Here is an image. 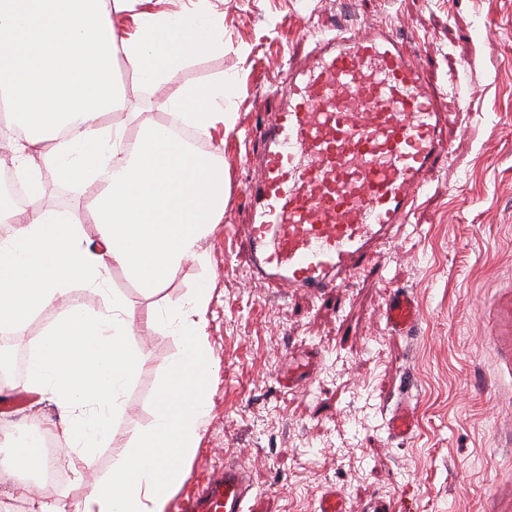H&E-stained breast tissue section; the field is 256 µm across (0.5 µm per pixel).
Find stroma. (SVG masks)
Segmentation results:
<instances>
[{
	"label": "stroma",
	"instance_id": "stroma-1",
	"mask_svg": "<svg viewBox=\"0 0 512 512\" xmlns=\"http://www.w3.org/2000/svg\"><path fill=\"white\" fill-rule=\"evenodd\" d=\"M224 19V50L196 55L173 69L161 88L123 77L125 105L108 120L130 136L133 113L161 123L157 102L177 87L223 77L219 109L233 128L198 134L206 154L222 157L224 216L202 246L208 261H186L161 290L146 293L114 265L104 290L73 282L70 299L107 311L113 294L130 305L134 344L145 365L125 386L123 412L88 465L58 455L60 481L46 488L14 466L15 432L54 424L59 410L26 395L1 412L14 432L0 436V501L30 488L54 512H76L90 485L112 473L135 434L154 422L156 395L184 352L176 323L158 324L159 309H180L198 288L211 291L205 316L212 368L210 412L198 449L167 498L191 494L209 469L235 462L252 484L249 512H310L338 489L351 512L379 501L391 512H488L491 495L512 491V377L499 373L492 300L512 290V0H353L360 24L387 19L407 39L426 78H456L469 119L450 124L447 172L433 175L408 224L380 253L384 276L367 274L343 302L269 294L251 281L241 228L250 217L242 192L247 131L277 104L273 83L292 56L311 47L309 32L330 34L340 0H210ZM41 202L74 208L82 195L53 165H38ZM408 288L422 307L413 338L391 335L382 317L383 279ZM319 358L309 392L290 389L289 353ZM410 385L417 419L403 441L390 440L385 411Z\"/></svg>",
	"mask_w": 512,
	"mask_h": 512
}]
</instances>
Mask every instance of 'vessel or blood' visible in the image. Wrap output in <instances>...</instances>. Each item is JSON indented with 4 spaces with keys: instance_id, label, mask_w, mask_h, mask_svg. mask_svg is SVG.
I'll list each match as a JSON object with an SVG mask.
<instances>
[{
    "instance_id": "vessel-or-blood-1",
    "label": "vessel or blood",
    "mask_w": 512,
    "mask_h": 512,
    "mask_svg": "<svg viewBox=\"0 0 512 512\" xmlns=\"http://www.w3.org/2000/svg\"><path fill=\"white\" fill-rule=\"evenodd\" d=\"M277 93L280 107L249 135L257 145L244 185L249 271L267 289L341 299L377 270L381 248L409 222L429 178L447 170L448 122L463 114V100L427 81L408 41L384 21L314 37ZM420 315L408 289L390 290L392 333L410 335ZM491 342L500 370L512 374V301L500 302ZM414 426L405 394L386 415V431L404 440ZM250 491L245 471L228 462L172 512H248Z\"/></svg>"
}]
</instances>
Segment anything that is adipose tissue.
<instances>
[{"label":"adipose tissue","mask_w":512,"mask_h":512,"mask_svg":"<svg viewBox=\"0 0 512 512\" xmlns=\"http://www.w3.org/2000/svg\"><path fill=\"white\" fill-rule=\"evenodd\" d=\"M118 12L128 16L122 30L113 22ZM0 33V101L26 132L25 144L13 147L16 159L30 164L28 145L51 142L48 160L84 192L81 210L45 207L33 176L34 206L0 211V223L13 227L0 237V328L22 333L28 319L60 301L70 283L100 287L113 264L152 291L182 261L205 262L202 241L224 214L223 159L202 157L167 126L148 122L120 150L115 143L123 137L121 126L99 119L123 105L118 59L128 63L134 83L154 87L167 82L172 66L223 51V23L206 0L167 14L150 12L144 0H0ZM223 97L218 77L204 86H182L160 106L204 130ZM92 145L100 149L95 163L86 159ZM85 222L99 225L96 243L82 235ZM210 300L205 288L191 298L180 325L185 351L170 375H208L204 317ZM128 313L117 294L106 314L82 303L64 306L31 362L27 390L57 405L62 420L55 436L61 449L75 450L82 461L106 437L109 415L122 410L119 390L143 365ZM161 394L171 411H157L151 430L139 435L109 480L91 485L77 512H164L155 452L164 450L167 479L175 481L198 446L208 396L172 382Z\"/></svg>","instance_id":"obj_1"}]
</instances>
